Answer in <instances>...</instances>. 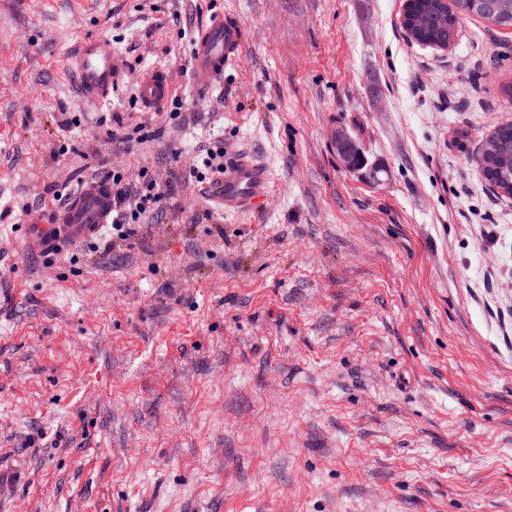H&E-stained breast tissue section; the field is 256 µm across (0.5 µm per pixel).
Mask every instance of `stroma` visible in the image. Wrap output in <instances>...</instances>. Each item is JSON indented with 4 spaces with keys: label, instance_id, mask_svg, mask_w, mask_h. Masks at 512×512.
I'll return each instance as SVG.
<instances>
[{
    "label": "stroma",
    "instance_id": "1",
    "mask_svg": "<svg viewBox=\"0 0 512 512\" xmlns=\"http://www.w3.org/2000/svg\"><path fill=\"white\" fill-rule=\"evenodd\" d=\"M207 3L0 0V512H512V199L474 159L512 121V29L442 51L404 0H221L244 53L204 93ZM91 35L124 65L96 104L67 66ZM155 66L177 124L133 102ZM109 112L160 133L126 154ZM180 142L265 162V204L211 236L187 184L109 254L25 251L57 182L164 178ZM331 144L336 153V159L341 168L349 169L359 165L362 151L351 140L348 132L339 128L333 134Z\"/></svg>",
    "mask_w": 512,
    "mask_h": 512
}]
</instances>
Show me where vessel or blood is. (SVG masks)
Listing matches in <instances>:
<instances>
[{
    "mask_svg": "<svg viewBox=\"0 0 512 512\" xmlns=\"http://www.w3.org/2000/svg\"><path fill=\"white\" fill-rule=\"evenodd\" d=\"M244 48L243 26L233 16L213 20L195 38L192 75L198 88L208 89L222 81L225 69L234 66ZM83 97L91 102L107 99L121 79L112 43L103 37L85 38L70 60ZM174 91L170 70H144L137 81L136 98L142 110H162ZM271 191L268 168L250 155L231 157L223 178L209 185L206 194L221 211L242 212L258 206ZM112 217V197L104 185L87 184L63 208L48 209L45 218L28 225L29 248L51 252L63 241H77L96 234Z\"/></svg>",
    "mask_w": 512,
    "mask_h": 512,
    "instance_id": "vessel-or-blood-1",
    "label": "vessel or blood"
}]
</instances>
